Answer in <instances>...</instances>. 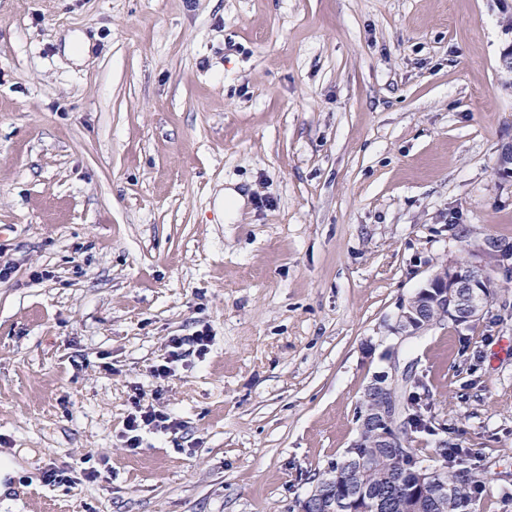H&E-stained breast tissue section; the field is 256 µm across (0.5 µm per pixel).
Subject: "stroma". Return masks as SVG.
Returning a JSON list of instances; mask_svg holds the SVG:
<instances>
[{
	"label": "stroma",
	"mask_w": 512,
	"mask_h": 512,
	"mask_svg": "<svg viewBox=\"0 0 512 512\" xmlns=\"http://www.w3.org/2000/svg\"><path fill=\"white\" fill-rule=\"evenodd\" d=\"M511 53L512 0H0V512H300L394 364L512 512V280L391 332L512 243ZM489 282H492L489 268L481 261L437 269L419 292L407 304L401 305L393 327L395 337L402 340L420 335L434 323L430 317L434 308L447 309L448 317L460 324L480 320L487 310L486 299L492 285L486 287V299L480 289ZM210 336L204 331L198 332L195 336H172L169 339L168 356L165 358L164 363L158 364L153 367V375L157 378H169L174 376L175 369L173 364L183 360L187 354L197 353L198 356L206 354ZM184 346H190L189 349H184ZM134 393H136L135 396H132L134 412L130 413L125 424L128 448H139V433L143 430L174 431L180 426V423L169 414L155 410L153 406L144 407L141 404L143 399L142 393L140 391Z\"/></svg>",
	"instance_id": "obj_1"
}]
</instances>
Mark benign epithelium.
I'll return each instance as SVG.
<instances>
[{
  "instance_id": "benign-epithelium-1",
  "label": "benign epithelium",
  "mask_w": 512,
  "mask_h": 512,
  "mask_svg": "<svg viewBox=\"0 0 512 512\" xmlns=\"http://www.w3.org/2000/svg\"><path fill=\"white\" fill-rule=\"evenodd\" d=\"M491 282L489 269L480 261L456 263L437 269L425 285L400 307L393 331L395 337L418 336L434 323L435 308L448 310V317L460 324L480 320L488 303L481 289ZM412 376L387 372L372 376L364 390V404L358 416V438L330 471L325 486L316 488L303 510L314 512H387L391 499L362 480L374 468L376 455L405 461V476L414 494L400 503L403 512H448L453 489L444 483L440 469L413 456V435L406 426V408L401 390ZM372 445L375 453L365 451Z\"/></svg>"
}]
</instances>
